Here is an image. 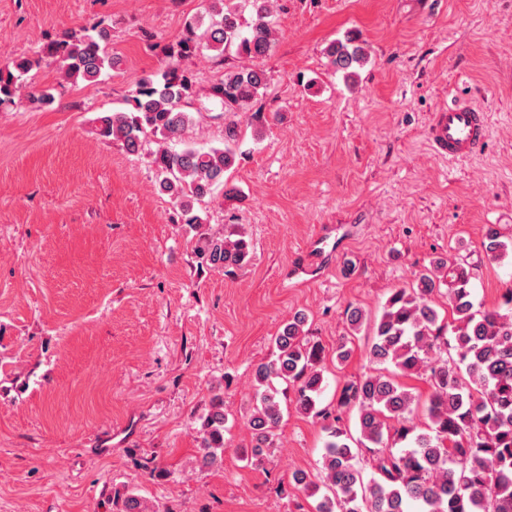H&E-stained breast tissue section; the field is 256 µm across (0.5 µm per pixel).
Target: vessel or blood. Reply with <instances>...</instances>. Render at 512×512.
I'll use <instances>...</instances> for the list:
<instances>
[{"label":"vessel or blood","mask_w":512,"mask_h":512,"mask_svg":"<svg viewBox=\"0 0 512 512\" xmlns=\"http://www.w3.org/2000/svg\"><path fill=\"white\" fill-rule=\"evenodd\" d=\"M488 133L484 109L459 101L433 113L428 139L436 155L453 162L479 152L488 139Z\"/></svg>","instance_id":"vessel-or-blood-1"}]
</instances>
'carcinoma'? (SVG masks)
<instances>
[{"label": "carcinoma", "mask_w": 512, "mask_h": 512, "mask_svg": "<svg viewBox=\"0 0 512 512\" xmlns=\"http://www.w3.org/2000/svg\"><path fill=\"white\" fill-rule=\"evenodd\" d=\"M223 0H208L205 13L186 26L167 52L160 79H141L126 98V108L102 112L96 118L99 135L115 140L135 154L143 137L160 136L151 163L160 187L170 194L183 224H199L194 204L211 196L219 186L224 195L236 188L224 173L236 162L239 124L224 128V147L208 149L186 143L180 150L168 142L183 139L193 125L187 111L195 94V75L182 61L205 48L222 63L235 54L263 57L271 51L274 29L270 0H240L224 8ZM251 12L247 34H242V12ZM67 30L50 40L41 54L53 60L65 81L96 82L121 60L106 50L110 31L92 26ZM329 65L351 76L364 63L362 49L353 40H335L325 49ZM41 58H20L0 70V107L31 105L41 108L50 93L24 85V76ZM266 71L231 68L214 84L210 98L230 115L246 109L267 85ZM507 244L490 228L483 252L490 260L506 254ZM249 242L240 237L208 238L200 258L212 268L241 266ZM471 271L443 259L421 271L410 288L391 291L383 312L373 324L369 346L374 368L340 387L337 406L358 412L359 447L375 456V473L366 480L359 466L351 434L341 416L318 406L323 392L324 354L321 344L304 334L305 318L295 316L274 337L275 358L255 370L253 408L247 419L250 448L244 458L259 460L275 446L283 409L279 395L293 391L296 411L325 421L322 482L305 471L291 479L295 487L318 496L314 512H512V289L496 308L475 306L470 288ZM447 288L452 321L440 318L432 297ZM453 339L447 338V333ZM423 376L431 387L425 404L428 423L411 424L415 397L398 378ZM227 417L217 401L201 418L199 429L203 461L212 465L224 450ZM115 512H146L133 494L112 499Z\"/></svg>", "instance_id": "obj_1"}]
</instances>
